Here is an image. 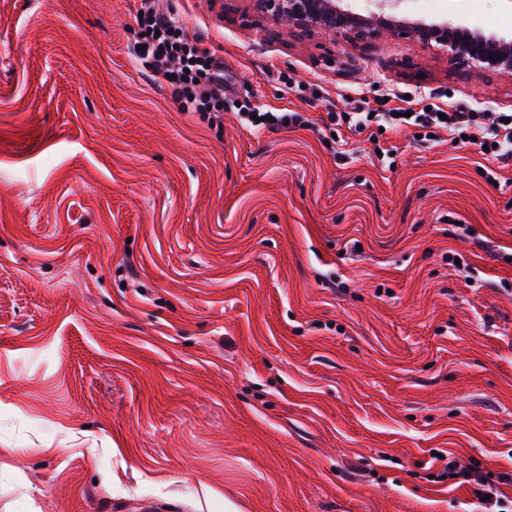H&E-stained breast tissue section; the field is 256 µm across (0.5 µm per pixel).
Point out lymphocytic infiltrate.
I'll list each match as a JSON object with an SVG mask.
<instances>
[{
  "mask_svg": "<svg viewBox=\"0 0 512 512\" xmlns=\"http://www.w3.org/2000/svg\"><path fill=\"white\" fill-rule=\"evenodd\" d=\"M141 16L140 49L135 57L141 66L168 82L182 111L214 121L224 110V63L202 48L199 38L189 35L182 23L163 11L158 0H138ZM332 124L347 126L355 135L378 142L382 130L415 126L425 135L443 137L453 144L464 137L474 138L477 147L500 160L512 159V122L504 123L498 112H468L452 102L432 104L430 110L397 115L395 109L379 112L365 106H353L351 112L329 113ZM449 479L472 486L476 498H488L490 505L505 508L503 485L512 484V473L492 476L449 461Z\"/></svg>",
  "mask_w": 512,
  "mask_h": 512,
  "instance_id": "lymphocytic-infiltrate-1",
  "label": "lymphocytic infiltrate"
}]
</instances>
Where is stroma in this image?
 Segmentation results:
<instances>
[{"mask_svg": "<svg viewBox=\"0 0 512 512\" xmlns=\"http://www.w3.org/2000/svg\"><path fill=\"white\" fill-rule=\"evenodd\" d=\"M160 5L313 125L181 111L134 0H0V512H480L443 471L512 473V162L406 127L389 168L324 118L512 113V76ZM403 16L512 35L507 0Z\"/></svg>", "mask_w": 512, "mask_h": 512, "instance_id": "stroma-1", "label": "stroma"}]
</instances>
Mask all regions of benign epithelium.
<instances>
[{"mask_svg": "<svg viewBox=\"0 0 512 512\" xmlns=\"http://www.w3.org/2000/svg\"><path fill=\"white\" fill-rule=\"evenodd\" d=\"M252 12L274 24L286 23L303 33L340 35L353 47L369 45L384 33L443 51L448 65L468 74L512 73V39L486 35L448 19L442 22L400 20L394 10L402 0H370L361 14L342 0H248Z\"/></svg>", "mask_w": 512, "mask_h": 512, "instance_id": "7a95c632", "label": "benign epithelium"}]
</instances>
